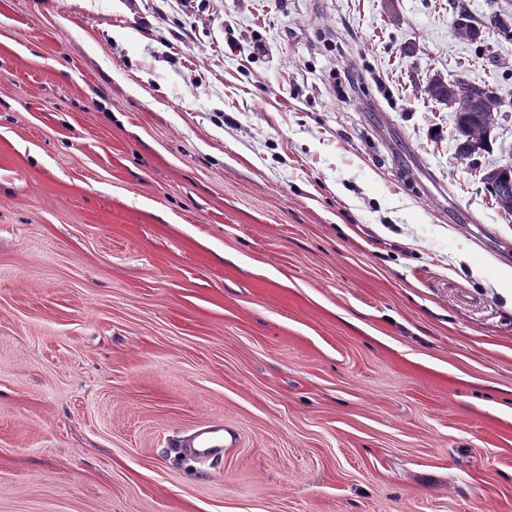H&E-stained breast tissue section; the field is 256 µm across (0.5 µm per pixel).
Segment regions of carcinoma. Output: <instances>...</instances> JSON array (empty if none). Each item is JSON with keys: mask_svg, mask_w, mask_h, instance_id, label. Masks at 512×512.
<instances>
[{"mask_svg": "<svg viewBox=\"0 0 512 512\" xmlns=\"http://www.w3.org/2000/svg\"><path fill=\"white\" fill-rule=\"evenodd\" d=\"M451 7L458 15H465L468 24L455 27V35L472 44L479 43L478 31L488 29L496 35L512 32V16L496 13L488 18V23L480 26L474 20L467 5L462 0H452ZM458 78L448 79L441 74L433 75L425 86V93L435 102L445 105L453 112L455 155L460 163L474 166L475 156L490 147L492 131L498 126L505 108L503 99L492 90L478 97H462L453 92ZM487 193L496 207L507 215H512V166L495 169V172L482 180Z\"/></svg>", "mask_w": 512, "mask_h": 512, "instance_id": "cac0c4a2", "label": "carcinoma"}]
</instances>
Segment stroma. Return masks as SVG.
Returning <instances> with one entry per match:
<instances>
[{
    "instance_id": "stroma-1",
    "label": "stroma",
    "mask_w": 512,
    "mask_h": 512,
    "mask_svg": "<svg viewBox=\"0 0 512 512\" xmlns=\"http://www.w3.org/2000/svg\"><path fill=\"white\" fill-rule=\"evenodd\" d=\"M454 19L0 0V512H512V216L423 91L512 36ZM183 451L197 459H221L224 456V428L208 425L198 429Z\"/></svg>"
}]
</instances>
